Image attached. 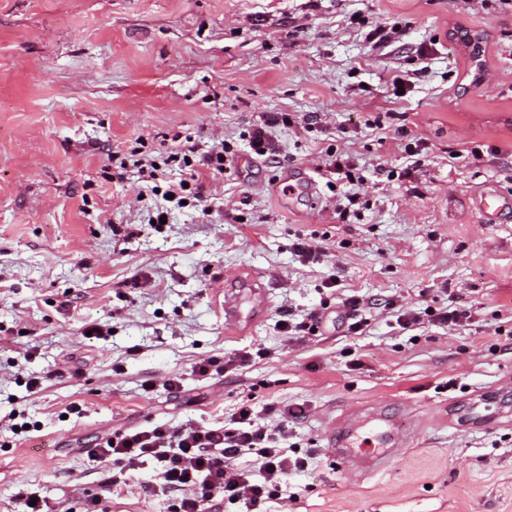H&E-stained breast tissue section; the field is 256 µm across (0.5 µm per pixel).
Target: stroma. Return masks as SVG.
<instances>
[{
    "mask_svg": "<svg viewBox=\"0 0 512 512\" xmlns=\"http://www.w3.org/2000/svg\"><path fill=\"white\" fill-rule=\"evenodd\" d=\"M396 22L403 40L373 48L374 25ZM394 74L411 77L404 97ZM270 112L312 124L275 130L278 166L247 137ZM403 126L419 155L396 146ZM139 139L154 156L226 140L233 161L202 207L152 225L159 197L113 157ZM327 150L358 181L307 193ZM488 190L512 196L499 0H0V512L32 492L53 512L93 494L108 512H168L142 492L151 465L112 469L90 449L116 430L227 424L246 401L263 423L270 404L307 410L288 440L307 465L267 512H512V417L457 418L512 383V212L483 223ZM302 237L321 253L298 257ZM252 272L268 309L225 332L224 282ZM347 295L365 303L362 334L332 319L282 332L284 314ZM399 304L471 319L405 330ZM91 324L103 337L83 336ZM211 357L227 369L193 373ZM363 404L400 415L411 441L379 471L344 472L327 433ZM17 412L35 431L12 433Z\"/></svg>",
    "mask_w": 512,
    "mask_h": 512,
    "instance_id": "1",
    "label": "stroma"
}]
</instances>
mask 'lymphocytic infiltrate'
Listing matches in <instances>:
<instances>
[{"label": "lymphocytic infiltrate", "instance_id": "obj_1", "mask_svg": "<svg viewBox=\"0 0 512 512\" xmlns=\"http://www.w3.org/2000/svg\"><path fill=\"white\" fill-rule=\"evenodd\" d=\"M229 142L202 149L185 146L181 152L189 170L187 181H171L167 171L155 167L153 159L130 154L119 163L121 170L137 169L146 184L166 182L173 204L200 199L202 176L223 175L232 157ZM274 425L258 423L250 403L234 415L235 428L221 425L178 427L156 425L134 431H118L96 444L91 454L98 461L133 470L152 464L155 479L144 485L148 496H172L170 512H214L223 500L240 501L254 512L256 506L277 495L288 474L304 467V458L290 455L286 443L295 425L304 417L300 404H285L275 410ZM255 457L260 480H251L238 465L245 456Z\"/></svg>", "mask_w": 512, "mask_h": 512}]
</instances>
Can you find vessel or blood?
Here are the masks:
<instances>
[{
	"label": "vessel or blood",
	"instance_id": "1",
	"mask_svg": "<svg viewBox=\"0 0 512 512\" xmlns=\"http://www.w3.org/2000/svg\"><path fill=\"white\" fill-rule=\"evenodd\" d=\"M477 208L487 223L499 222L505 204L499 194L488 191L482 193ZM359 412L337 417L328 431L331 457L342 467L370 472L383 468L397 453L406 448L408 434L402 433L394 419L378 417L372 434H364L359 426Z\"/></svg>",
	"mask_w": 512,
	"mask_h": 512
}]
</instances>
